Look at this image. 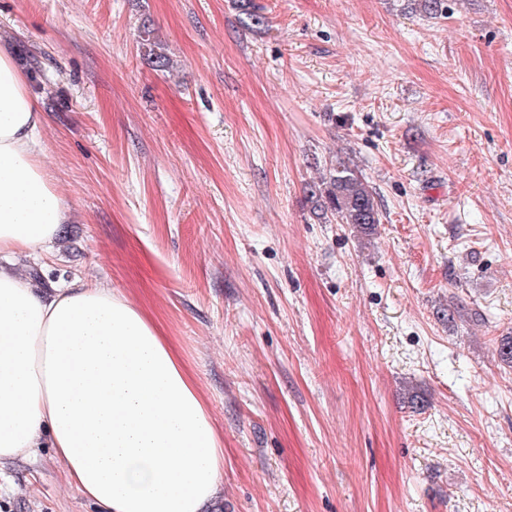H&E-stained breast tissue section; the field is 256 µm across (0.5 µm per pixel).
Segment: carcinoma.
Masks as SVG:
<instances>
[{"label":"carcinoma","mask_w":512,"mask_h":512,"mask_svg":"<svg viewBox=\"0 0 512 512\" xmlns=\"http://www.w3.org/2000/svg\"><path fill=\"white\" fill-rule=\"evenodd\" d=\"M138 38L141 52L156 67L165 69L169 66V58L148 26H143ZM310 196L316 199L323 218L333 217L364 236L372 235L381 223L375 191L365 178L349 167L329 171L320 182L310 186Z\"/></svg>","instance_id":"carcinoma-1"}]
</instances>
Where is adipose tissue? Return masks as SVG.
I'll use <instances>...</instances> for the list:
<instances>
[{
  "mask_svg": "<svg viewBox=\"0 0 512 512\" xmlns=\"http://www.w3.org/2000/svg\"><path fill=\"white\" fill-rule=\"evenodd\" d=\"M43 114L0 45V257L48 250L66 219ZM50 445L101 512H204L224 443L195 380L124 295L0 268V467Z\"/></svg>",
  "mask_w": 512,
  "mask_h": 512,
  "instance_id": "adipose-tissue-1",
  "label": "adipose tissue"
}]
</instances>
